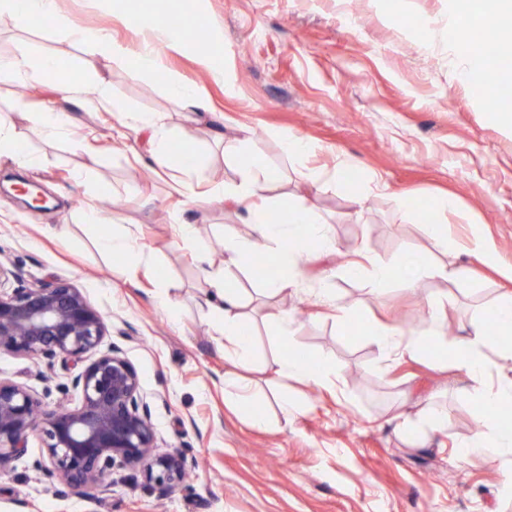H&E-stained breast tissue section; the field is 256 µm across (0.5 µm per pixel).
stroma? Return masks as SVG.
Returning a JSON list of instances; mask_svg holds the SVG:
<instances>
[{
  "label": "stroma",
  "instance_id": "1",
  "mask_svg": "<svg viewBox=\"0 0 512 512\" xmlns=\"http://www.w3.org/2000/svg\"><path fill=\"white\" fill-rule=\"evenodd\" d=\"M489 2L409 0L404 13L397 0H62L73 20L107 31L133 54L144 35L131 14L154 18L162 4L184 15L188 29L205 30V45L185 40L167 49L156 73L104 57L54 22L22 27L0 16V55L49 53L85 79L78 97L47 78L25 98L0 84V114L37 161L24 176L47 188L54 204L34 211L0 192V263L16 272L0 287L63 280L79 288L105 319L106 343L135 367L161 452L183 451L189 469L188 483L165 496L140 472L122 470L109 491L90 499L34 469L46 450L33 433L25 455L0 469V512H512L506 457L456 454L479 425L465 374L434 357L385 355L370 334L380 325L408 329L415 313H427L430 295L447 292L445 327L458 338L482 307L512 292V281L464 251L478 232L493 242L500 265L512 266V221L504 219L512 214V128L495 120L486 91L462 78L454 46L461 24ZM217 45L230 94L203 61ZM175 78L201 89L205 110L188 111L169 95ZM103 88L129 111L161 114L174 153H191L193 163L157 170L149 133L132 129L113 150L115 118L98 103ZM36 103L64 110L71 135L43 139L30 117ZM288 135L308 140L314 153L285 154ZM241 136L273 173V212L284 218L289 203L311 205L335 247L298 258L302 289L275 300L263 299L264 281L250 267L233 271L256 335L244 374L252 399L230 403L224 375L233 365L201 306L195 253L221 262L225 234L244 230L248 214L229 201L197 203L172 185L187 179L205 194L238 180L225 147ZM376 178L386 192L375 190ZM445 195L455 208L442 214L434 203ZM108 196L121 208L107 224L85 223L88 205ZM60 224L62 236L53 231ZM181 224L196 226L191 243L178 237ZM432 224L448 227V249L467 270L461 283L395 281L374 293L366 280L348 277L345 264L360 251L438 259L427 235ZM106 227L137 237L153 256L149 274L132 277L131 257L99 249ZM160 283L170 286L172 308L156 300ZM336 304L357 308L360 323L342 330ZM277 312L291 315L302 353L336 361L334 385L267 383L264 364L282 347L271 319ZM67 376L0 354V378L50 408L64 397ZM284 395L298 408L288 419L279 408ZM429 403L447 407L445 430L420 446L407 442L392 415Z\"/></svg>",
  "mask_w": 512,
  "mask_h": 512
}]
</instances>
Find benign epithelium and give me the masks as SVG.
I'll use <instances>...</instances> for the list:
<instances>
[{
	"instance_id": "1",
	"label": "benign epithelium",
	"mask_w": 512,
	"mask_h": 512,
	"mask_svg": "<svg viewBox=\"0 0 512 512\" xmlns=\"http://www.w3.org/2000/svg\"><path fill=\"white\" fill-rule=\"evenodd\" d=\"M107 326L102 315L64 281L0 290V354L22 355L55 366L82 362L60 386L79 395L77 405L46 408L29 389L0 379V465L25 454L40 433L47 451L34 468L92 499L108 491L112 475L140 468L149 485L169 494L184 483L182 452H156L151 410L134 366L112 345L99 351Z\"/></svg>"
}]
</instances>
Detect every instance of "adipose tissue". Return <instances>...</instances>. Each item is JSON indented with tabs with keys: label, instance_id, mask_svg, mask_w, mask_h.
I'll list each match as a JSON object with an SVG mask.
<instances>
[{
	"label": "adipose tissue",
	"instance_id": "adipose-tissue-1",
	"mask_svg": "<svg viewBox=\"0 0 512 512\" xmlns=\"http://www.w3.org/2000/svg\"><path fill=\"white\" fill-rule=\"evenodd\" d=\"M3 12L11 14L15 21L24 25L32 24L37 18L55 20L61 30L76 35L102 55L114 58L126 53L125 48L114 42L108 33L76 26L63 12L61 0H27L22 7L18 6L16 0H0V13ZM133 21L138 26H149L152 32L151 38L144 40L138 52L139 69L144 72L159 70L164 49L178 44L180 31L171 29L159 20L147 21L142 15L134 16ZM43 74L56 76L61 87L69 92L77 94L81 91L79 78L56 56L21 53L0 57V83ZM112 110L116 118V132L137 127L151 131L152 159L157 167L170 169L177 164L178 158L171 150L160 117L128 112L117 103L113 104ZM228 151L233 155L242 178L234 184L214 186L209 199L213 202L225 197L233 200L248 213L249 230L243 236L238 234L225 237L222 265H214L206 256L200 257L199 262L206 280L204 302L212 314L215 331L224 338V355L235 366L245 368L250 365L254 355L253 331L243 312L241 292L228 276L229 269L240 266L247 253L258 249L282 255L288 263L279 275L267 280L263 294L268 298L283 296L299 290L303 283L300 270L290 265V258L304 252L308 243H315L321 250H330L334 247V241L325 223L314 218L304 207H289L287 223L272 222L266 207V192L272 176L264 161L256 152L243 149L238 142L229 144ZM428 235L444 259L438 263L418 266L417 277L448 283L460 279L461 268L446 258L447 225H430ZM349 273L366 280L372 290L378 291L393 281L403 280L404 265L398 258L375 259L365 256L351 264ZM428 305L429 319L416 335H405L396 326L377 327L374 337L379 347L387 355H406L413 359L452 356L455 367L462 370L469 381L467 398L483 417L479 428L458 442L459 456L465 458L482 451L512 454V430L504 428L499 420L503 411L512 408V347H503L493 362L488 361L484 352L489 333L512 335V295L498 297L486 309L484 319L472 322L465 336L452 340L441 331L446 319L447 295L432 296ZM273 320L280 328L281 339L287 342V351L273 357L266 364V371L275 377L294 378L318 386L334 384L340 371L339 366L326 358L317 364H309L301 355L296 342L291 339L287 314L274 315ZM447 420V411L434 405L413 414L400 413L396 416L399 430L409 439L440 432Z\"/></svg>",
	"mask_w": 512,
	"mask_h": 512
}]
</instances>
